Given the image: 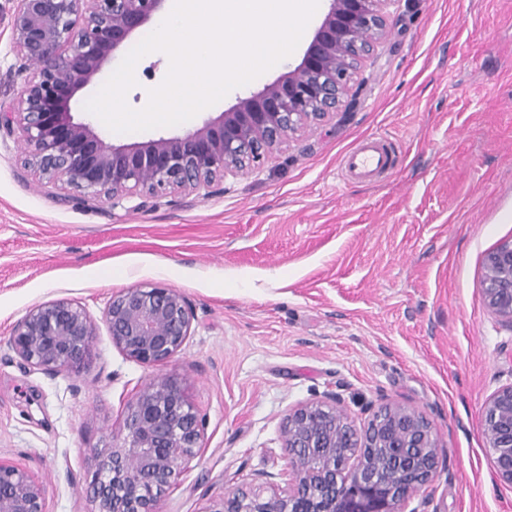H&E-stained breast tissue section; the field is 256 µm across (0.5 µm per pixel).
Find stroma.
I'll return each instance as SVG.
<instances>
[{
    "mask_svg": "<svg viewBox=\"0 0 512 512\" xmlns=\"http://www.w3.org/2000/svg\"><path fill=\"white\" fill-rule=\"evenodd\" d=\"M361 69L349 113L307 131L260 170L140 210L63 203L0 137V456L29 466L48 512H95L89 486L125 436L135 394L172 379L204 420L200 453L159 512H210L225 492L287 469L280 423L339 394L356 423L382 405L423 412L443 465L418 512H512L495 482L483 407L512 384V326L492 316L486 256L512 240V0H402ZM0 14V103L22 90ZM302 49L177 126L112 134L115 145L182 135L297 65ZM169 69L141 58L128 105ZM382 141L392 169L349 178L345 155ZM161 283L191 303L192 330L159 367L113 346V295ZM68 298L97 320L79 373L49 375L11 350L13 324Z\"/></svg>",
    "mask_w": 512,
    "mask_h": 512,
    "instance_id": "obj_1",
    "label": "stroma"
}]
</instances>
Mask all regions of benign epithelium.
I'll return each mask as SVG.
<instances>
[{"mask_svg": "<svg viewBox=\"0 0 512 512\" xmlns=\"http://www.w3.org/2000/svg\"><path fill=\"white\" fill-rule=\"evenodd\" d=\"M10 46L20 61V97L0 104V133L24 150L20 164L56 185L63 202H107L135 208L218 185L260 169L272 154L313 126L336 117L362 61L390 32L400 0H326L300 62L240 97L216 120L184 135L115 146L76 122L70 103L95 83L103 64L164 8L166 0H13ZM486 308L512 326V241L484 263ZM188 299L160 283L112 297L105 324L112 344L145 366L173 358L191 333ZM96 324L83 307L54 299L12 326L9 345L48 374L76 373L91 354ZM495 481L512 487V384L483 408ZM123 443L103 456L90 487L96 512H158L153 490L177 483L202 448L204 425L180 387L159 377L130 403ZM283 483L260 474L224 494L208 512H402L439 477L442 449L421 412L386 404L361 428L337 394L292 407L281 427ZM0 512H47L46 491L30 468L0 459Z\"/></svg>", "mask_w": 512, "mask_h": 512, "instance_id": "1", "label": "benign epithelium"}]
</instances>
